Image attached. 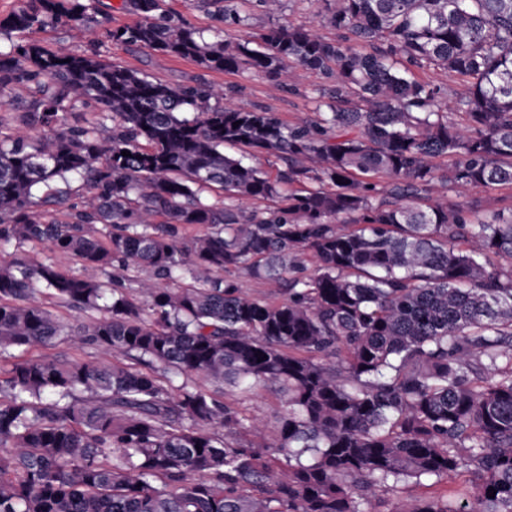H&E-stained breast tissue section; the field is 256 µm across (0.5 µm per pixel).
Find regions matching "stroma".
<instances>
[{
    "label": "stroma",
    "instance_id": "obj_1",
    "mask_svg": "<svg viewBox=\"0 0 512 512\" xmlns=\"http://www.w3.org/2000/svg\"><path fill=\"white\" fill-rule=\"evenodd\" d=\"M133 17L122 6V0H99L96 21L90 26L88 39L97 45L103 59L149 74L169 83L211 84L233 93L246 108H260L277 118L293 122L310 113L309 99L288 93L262 75L250 72L229 74L203 68L190 59L179 58L140 46L113 44L109 29L132 23ZM224 399L248 415L273 419L281 407V397L272 387L250 394L225 388Z\"/></svg>",
    "mask_w": 512,
    "mask_h": 512
}]
</instances>
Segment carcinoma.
I'll use <instances>...</instances> for the list:
<instances>
[{
	"instance_id": "1",
	"label": "carcinoma",
	"mask_w": 512,
	"mask_h": 512,
	"mask_svg": "<svg viewBox=\"0 0 512 512\" xmlns=\"http://www.w3.org/2000/svg\"><path fill=\"white\" fill-rule=\"evenodd\" d=\"M124 2L136 20L112 43L249 70L316 107L285 123L76 53L70 34L0 50V96L29 95L10 133L0 116V246L49 242L84 270L0 268V355L64 336L102 356L22 360L0 381V512H376V492L410 483L434 492L397 512H512V204L449 198L512 188V0H334L332 39L256 0L262 32L213 42L165 0ZM96 13L18 0L0 35L84 32ZM437 70L469 83L451 112L417 77ZM313 73L327 84L303 88ZM81 109L96 120H68ZM38 291L95 315L68 327ZM226 383L275 386L274 427L224 402ZM461 473L471 496L445 487ZM507 189H491L486 187H468L460 191L457 196H454L456 201L461 203H477L481 209H491L498 207L500 203L498 199L507 194Z\"/></svg>"
}]
</instances>
